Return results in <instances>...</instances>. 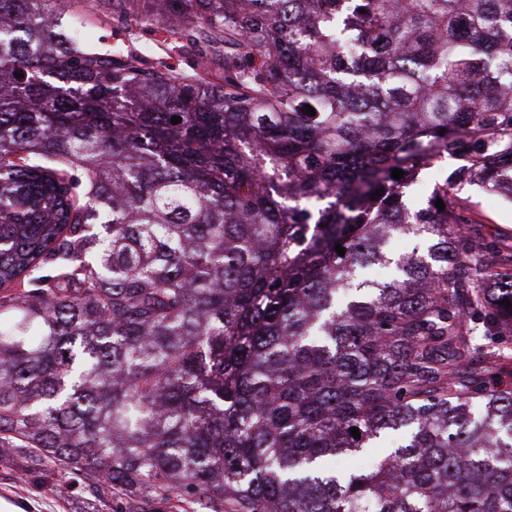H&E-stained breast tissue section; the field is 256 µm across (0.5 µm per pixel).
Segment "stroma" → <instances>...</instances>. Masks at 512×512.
<instances>
[{"instance_id": "obj_1", "label": "stroma", "mask_w": 512, "mask_h": 512, "mask_svg": "<svg viewBox=\"0 0 512 512\" xmlns=\"http://www.w3.org/2000/svg\"><path fill=\"white\" fill-rule=\"evenodd\" d=\"M72 12L88 48L112 52L134 46L181 75L224 81V47L204 23H197L195 37L180 40L171 14L160 21L141 12L122 15L113 12L110 0H75ZM461 195L475 218L472 234L512 250V204L476 187L464 188ZM19 467L16 460L0 462V498L23 506L25 512H93L86 494H63L51 483L20 479Z\"/></svg>"}]
</instances>
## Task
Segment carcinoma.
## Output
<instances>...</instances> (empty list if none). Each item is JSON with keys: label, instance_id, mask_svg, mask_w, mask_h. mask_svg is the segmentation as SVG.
<instances>
[{"label": "carcinoma", "instance_id": "1", "mask_svg": "<svg viewBox=\"0 0 512 512\" xmlns=\"http://www.w3.org/2000/svg\"><path fill=\"white\" fill-rule=\"evenodd\" d=\"M188 2L222 88L0 0V458L128 512H512V258L458 194L512 202V0ZM459 164L460 161L445 159L442 162H438L436 166L424 170L420 174L418 183L407 192L406 202L409 208L417 210L424 207L433 185L445 179Z\"/></svg>", "mask_w": 512, "mask_h": 512}]
</instances>
